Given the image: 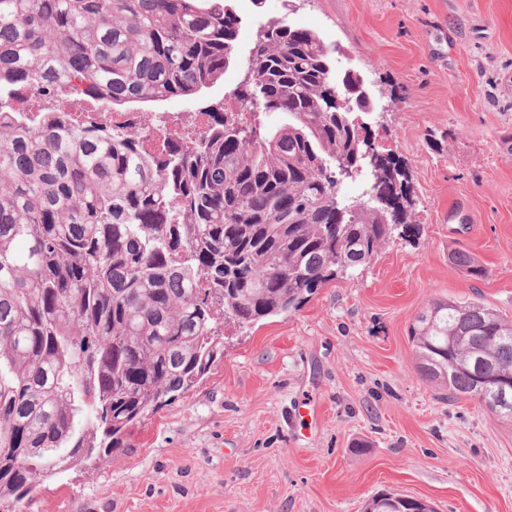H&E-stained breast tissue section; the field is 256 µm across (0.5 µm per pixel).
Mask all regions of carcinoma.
<instances>
[{
  "label": "carcinoma",
  "mask_w": 512,
  "mask_h": 512,
  "mask_svg": "<svg viewBox=\"0 0 512 512\" xmlns=\"http://www.w3.org/2000/svg\"><path fill=\"white\" fill-rule=\"evenodd\" d=\"M241 26L232 0H0V512L194 387L224 358V325L288 314L411 232L386 206L408 199L403 171L363 157L368 127L336 106L337 49L318 32L261 24L243 78L205 102ZM74 81L76 112L177 97L201 102L209 128L187 146L68 126ZM338 156L361 198L342 194ZM452 261L486 274L466 251ZM409 336L448 399L512 419V319L441 299ZM390 499L366 512H434Z\"/></svg>",
  "instance_id": "obj_1"
}]
</instances>
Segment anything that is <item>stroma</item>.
<instances>
[{
	"instance_id": "stroma-1",
	"label": "stroma",
	"mask_w": 512,
	"mask_h": 512,
	"mask_svg": "<svg viewBox=\"0 0 512 512\" xmlns=\"http://www.w3.org/2000/svg\"><path fill=\"white\" fill-rule=\"evenodd\" d=\"M243 74L261 23L338 50L368 85L379 151L403 163L409 237L249 332L103 461L38 485L22 512H364L390 491L437 512H512V420L450 403L408 335L438 299L512 319V0H236ZM485 268L474 280L450 259ZM300 400L314 420L292 419Z\"/></svg>"
}]
</instances>
